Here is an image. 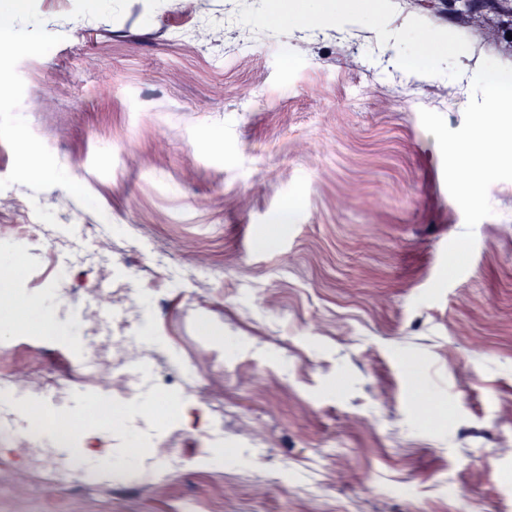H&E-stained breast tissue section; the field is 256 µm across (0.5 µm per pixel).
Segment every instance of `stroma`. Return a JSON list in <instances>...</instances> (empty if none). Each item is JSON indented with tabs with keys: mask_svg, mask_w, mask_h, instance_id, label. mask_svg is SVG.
Here are the masks:
<instances>
[{
	"mask_svg": "<svg viewBox=\"0 0 512 512\" xmlns=\"http://www.w3.org/2000/svg\"><path fill=\"white\" fill-rule=\"evenodd\" d=\"M232 2L269 11L0 0L17 33L0 55V255L21 250L12 225L48 230L17 302L60 293L58 321L116 352L150 320L165 340L140 353L152 381L203 374L162 431L165 460L118 481L75 462L59 481L13 446L0 512H512V181L490 186L466 273L415 303L464 230L419 112L458 129L481 62L512 66V38L438 0H315L319 36L271 20L245 57L234 29L191 38ZM425 29L471 54L444 55L410 103L379 59L414 56ZM28 151L55 166L41 182ZM76 351L0 328V377L29 397ZM215 448L223 466L206 464Z\"/></svg>",
	"mask_w": 512,
	"mask_h": 512,
	"instance_id": "stroma-1",
	"label": "stroma"
}]
</instances>
